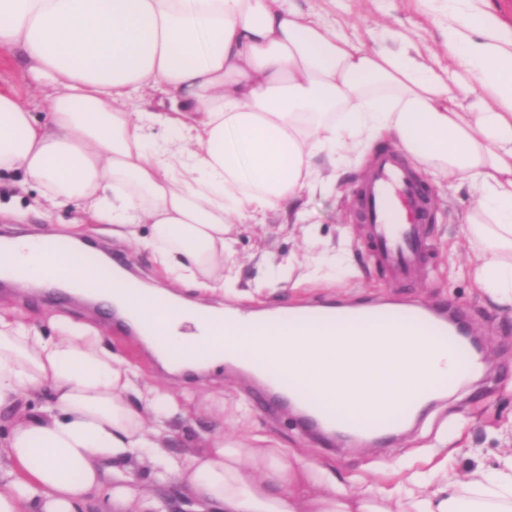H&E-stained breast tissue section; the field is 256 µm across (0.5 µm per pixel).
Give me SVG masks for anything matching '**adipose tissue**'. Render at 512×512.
<instances>
[{
	"label": "adipose tissue",
	"instance_id": "adipose-tissue-1",
	"mask_svg": "<svg viewBox=\"0 0 512 512\" xmlns=\"http://www.w3.org/2000/svg\"><path fill=\"white\" fill-rule=\"evenodd\" d=\"M453 0L441 26L448 68L407 48L366 46L295 0H0V47L21 49L55 95L36 118L0 89V172L83 216L69 242L142 238L174 287L224 288L227 228L269 210L304 221L303 197L336 165L391 142L439 183L477 196L463 221L481 243L471 276L512 303V32ZM162 87L165 103L138 102ZM42 236L0 241L40 282L91 276ZM52 335L0 308V512H160L130 473L180 483L196 512H512V452L495 475L449 461L353 492L269 444L217 432L167 449L177 400L144 385L100 333L61 316ZM25 398L36 407L22 406Z\"/></svg>",
	"mask_w": 512,
	"mask_h": 512
}]
</instances>
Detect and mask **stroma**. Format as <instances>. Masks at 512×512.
<instances>
[{"mask_svg":"<svg viewBox=\"0 0 512 512\" xmlns=\"http://www.w3.org/2000/svg\"><path fill=\"white\" fill-rule=\"evenodd\" d=\"M298 4L335 21L340 28L346 27L349 19H357L358 35L369 45L383 40L389 30L402 33L414 53H426L442 41L437 22L413 26L410 0H298ZM0 85L25 100L55 93L52 86L36 85L16 51L2 48ZM385 148V143L375 142L364 147L347 168H324L326 188L302 200L304 225L288 223L276 211L247 224L232 225L228 236L237 281L221 293L199 294L188 289L184 295L200 304L222 302L246 311L295 308L325 299L350 304L386 300L403 305L455 306L462 322L472 327L484 344L488 374L443 397L395 440L365 447L328 445L324 438L303 428L292 412L263 409L254 382L238 372L221 366L197 373L160 367L144 339L118 330L111 309L102 304L74 297L52 300L39 286L21 289L7 284L0 287V305L37 325L57 314L96 328L145 382L178 398L185 413L170 421L168 448L173 453L191 452L203 435L221 430L232 437L266 436L310 464L327 467L330 476L349 489L376 480L395 483L398 473L425 468L427 462L445 455L460 477L476 470L493 473L504 449L512 448V305L493 301L469 276V260L478 244L468 236L462 221L473 203L468 186L451 189L436 184L425 171L420 177L430 190L433 215L428 266L423 275L407 281L395 280L378 269L367 246L368 227L360 222L356 190L373 156ZM38 194V188L17 189L10 176L0 175L1 234H59L67 225L77 223L78 214L68 208L33 209ZM93 243L117 255L130 251L139 284L169 289L149 250L106 235L95 236ZM214 392L224 395L220 417L211 412L206 400L207 394Z\"/></svg>","mask_w":512,"mask_h":512,"instance_id":"stroma-1","label":"stroma"}]
</instances>
